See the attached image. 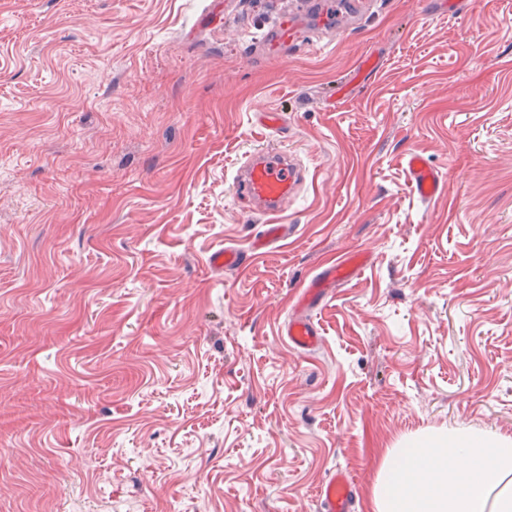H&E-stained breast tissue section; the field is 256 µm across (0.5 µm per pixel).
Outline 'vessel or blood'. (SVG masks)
I'll return each instance as SVG.
<instances>
[{
    "label": "vessel or blood",
    "mask_w": 512,
    "mask_h": 512,
    "mask_svg": "<svg viewBox=\"0 0 512 512\" xmlns=\"http://www.w3.org/2000/svg\"><path fill=\"white\" fill-rule=\"evenodd\" d=\"M263 38L279 51L297 41L295 29L282 20L273 22ZM405 165L410 189L417 197L430 202L445 194V177L421 155L406 154ZM304 180L305 173L291 151L266 147L248 152L245 162L236 170L233 185L236 195L247 207L263 216V229L253 238L250 251L234 247L216 249L208 257L210 265L218 270L241 268L247 264L250 255L265 253L273 244L286 238L285 204L296 195ZM366 260V255L353 254L326 262L305 281L297 299L299 312L283 329L291 347L303 353L319 347L323 335L319 322L311 315L312 309L321 306L336 288L349 283ZM317 499L321 512H353L355 488L352 478L346 471H334L320 487Z\"/></svg>",
    "instance_id": "obj_1"
}]
</instances>
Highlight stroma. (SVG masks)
<instances>
[{
  "label": "stroma",
  "mask_w": 512,
  "mask_h": 512,
  "mask_svg": "<svg viewBox=\"0 0 512 512\" xmlns=\"http://www.w3.org/2000/svg\"><path fill=\"white\" fill-rule=\"evenodd\" d=\"M429 2L282 56L265 0H0V512H319L337 469L372 512L405 440L512 439V0ZM269 143L306 172L291 232L211 269L261 227L232 177ZM411 151L446 194L411 192ZM353 251L290 348L303 281ZM364 254H353L336 261L322 264L318 272L305 281L297 299L301 312L295 315L283 328L288 344L294 349L309 353L315 351L322 342L321 325L309 311L321 306L335 288L349 283L357 270L367 261Z\"/></svg>",
  "instance_id": "stroma-1"
}]
</instances>
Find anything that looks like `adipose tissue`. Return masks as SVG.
I'll use <instances>...</instances> for the list:
<instances>
[{
	"label": "adipose tissue",
	"instance_id": "ef3b65f1",
	"mask_svg": "<svg viewBox=\"0 0 512 512\" xmlns=\"http://www.w3.org/2000/svg\"><path fill=\"white\" fill-rule=\"evenodd\" d=\"M374 512H512V443L462 429L390 449L372 489Z\"/></svg>",
	"mask_w": 512,
	"mask_h": 512
}]
</instances>
